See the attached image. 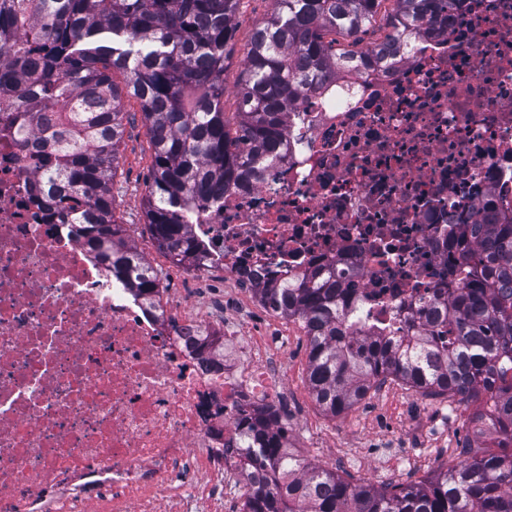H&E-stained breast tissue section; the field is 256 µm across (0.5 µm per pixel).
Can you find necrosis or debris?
<instances>
[{
  "instance_id": "4bbe7bcc",
  "label": "necrosis or debris",
  "mask_w": 512,
  "mask_h": 512,
  "mask_svg": "<svg viewBox=\"0 0 512 512\" xmlns=\"http://www.w3.org/2000/svg\"><path fill=\"white\" fill-rule=\"evenodd\" d=\"M285 120L288 157L188 220L208 257L186 277L223 272L200 308L139 294L52 218L41 142L0 114V512H241L244 419L287 401L293 352L260 289L335 280L363 331L400 336L445 307L477 209L512 217V0H463L388 76Z\"/></svg>"
}]
</instances>
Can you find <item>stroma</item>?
Instances as JSON below:
<instances>
[{
  "mask_svg": "<svg viewBox=\"0 0 512 512\" xmlns=\"http://www.w3.org/2000/svg\"><path fill=\"white\" fill-rule=\"evenodd\" d=\"M272 8L271 0H240L234 19L236 36L230 59L224 65V110L234 118L236 90L242 81L243 58L255 26ZM124 134L113 171L112 205L124 237L137 241L149 263H163L169 276H177L178 264L158 249L146 225L143 200L152 173V148L135 99L123 101ZM294 351L289 370V391L306 412L303 422L289 434L292 452L308 462L336 470L347 481L379 488L390 483H410L450 469L452 456L462 442L480 440L478 412L485 401L424 396L401 382H393L386 397L373 408L357 404L338 416L321 410L307 383L308 341L293 339ZM385 415L398 427L397 444L372 447L376 427L372 412Z\"/></svg>",
  "mask_w": 512,
  "mask_h": 512,
  "instance_id": "35a3bbf8",
  "label": "stroma"
}]
</instances>
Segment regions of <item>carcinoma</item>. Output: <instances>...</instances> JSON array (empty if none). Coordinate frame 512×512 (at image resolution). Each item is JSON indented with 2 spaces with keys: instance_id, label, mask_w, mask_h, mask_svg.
I'll return each instance as SVG.
<instances>
[{
  "instance_id": "1",
  "label": "carcinoma",
  "mask_w": 512,
  "mask_h": 512,
  "mask_svg": "<svg viewBox=\"0 0 512 512\" xmlns=\"http://www.w3.org/2000/svg\"><path fill=\"white\" fill-rule=\"evenodd\" d=\"M0 0V106L25 133L53 147L41 174L62 224L118 271L154 288L152 266L124 240L112 212V171L124 133L123 97L142 109L153 149L146 223L160 250L178 263L207 252L191 236L187 212L224 198V187L255 177L260 157L290 150L285 108L324 93L360 68H388L416 38L448 25L460 0H392L386 33L367 44L385 0H272L243 61L235 126L224 112V64L240 0ZM348 47L335 48L337 38ZM119 72L124 86L113 78ZM481 236L469 270L442 311L399 340L354 327L357 307L334 283L303 278L261 290L274 311L306 324L308 385L319 407L340 415L380 380L425 396L478 401L489 395L494 435L462 446L459 466L420 483L357 486L292 454L265 407L246 420L247 447L269 471L243 512H512V220L485 210L470 225Z\"/></svg>"
}]
</instances>
